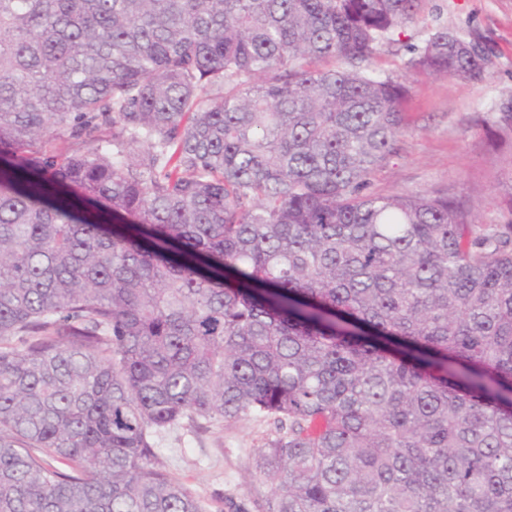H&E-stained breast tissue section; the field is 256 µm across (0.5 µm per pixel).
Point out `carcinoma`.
<instances>
[{
  "label": "carcinoma",
  "mask_w": 512,
  "mask_h": 512,
  "mask_svg": "<svg viewBox=\"0 0 512 512\" xmlns=\"http://www.w3.org/2000/svg\"><path fill=\"white\" fill-rule=\"evenodd\" d=\"M422 2L0 0V512H209L156 438L245 418L264 512H512V182L372 189Z\"/></svg>",
  "instance_id": "cac0c4a2"
}]
</instances>
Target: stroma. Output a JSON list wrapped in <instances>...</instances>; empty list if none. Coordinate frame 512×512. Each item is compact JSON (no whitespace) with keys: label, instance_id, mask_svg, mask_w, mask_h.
Returning a JSON list of instances; mask_svg holds the SVG:
<instances>
[{"label":"stroma","instance_id":"1","mask_svg":"<svg viewBox=\"0 0 512 512\" xmlns=\"http://www.w3.org/2000/svg\"><path fill=\"white\" fill-rule=\"evenodd\" d=\"M442 27L463 38L480 32L493 64L475 85L412 77L409 129L398 154L374 175L373 187L383 194L448 190L473 205L477 223L495 224L501 187L512 181V142L497 140L487 121L512 98V0H427L398 43L382 47L373 67L381 73L404 72L408 46L423 45ZM270 429V422L255 419L178 429L161 439L157 453L210 512H221L227 495L246 499L250 512H262L270 488L257 476L255 462Z\"/></svg>","mask_w":512,"mask_h":512}]
</instances>
